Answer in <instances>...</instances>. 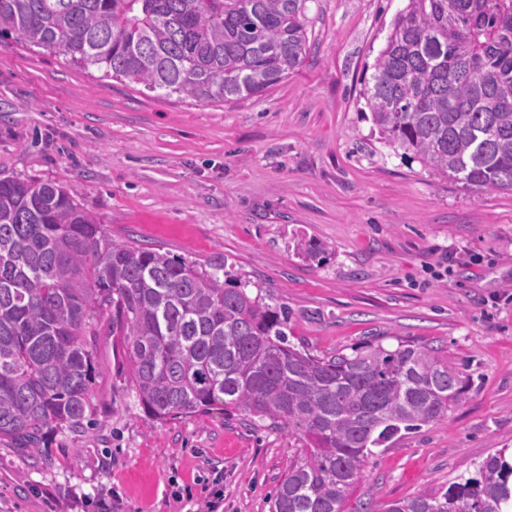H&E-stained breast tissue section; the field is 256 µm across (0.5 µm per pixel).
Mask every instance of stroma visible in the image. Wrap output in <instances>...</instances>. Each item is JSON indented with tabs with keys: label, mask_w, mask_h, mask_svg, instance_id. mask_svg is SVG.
Returning <instances> with one entry per match:
<instances>
[{
	"label": "stroma",
	"mask_w": 512,
	"mask_h": 512,
	"mask_svg": "<svg viewBox=\"0 0 512 512\" xmlns=\"http://www.w3.org/2000/svg\"><path fill=\"white\" fill-rule=\"evenodd\" d=\"M407 0H306L310 49L247 100L161 98L0 36V175L74 189L115 241L224 264L292 313L319 357L372 340L436 348L469 376L444 425L376 448L345 512L447 489L512 450V192L437 179L378 140L360 96ZM321 245L309 259L302 245ZM83 427L30 452L0 438V512H269L299 443L214 411L166 423L130 388L108 315Z\"/></svg>",
	"instance_id": "1"
}]
</instances>
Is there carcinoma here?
I'll return each mask as SVG.
<instances>
[{"label":"carcinoma","instance_id":"obj_1","mask_svg":"<svg viewBox=\"0 0 512 512\" xmlns=\"http://www.w3.org/2000/svg\"><path fill=\"white\" fill-rule=\"evenodd\" d=\"M306 0H0V35L161 95H262L309 51ZM363 97L379 140L435 177L512 191V0H409ZM216 266L116 242L75 192L0 178V437L38 449L91 409L87 337L101 311L143 411L157 422L220 410L302 436L270 512H343L372 449L448 423L469 380L432 347L369 343L318 357L288 341L269 290ZM379 512H512L507 449L443 493Z\"/></svg>","mask_w":512,"mask_h":512}]
</instances>
